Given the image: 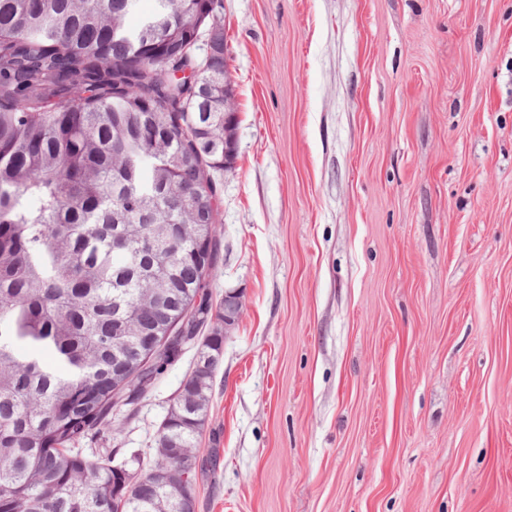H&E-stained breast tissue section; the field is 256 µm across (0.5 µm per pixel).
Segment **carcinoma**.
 I'll return each instance as SVG.
<instances>
[{
	"mask_svg": "<svg viewBox=\"0 0 512 512\" xmlns=\"http://www.w3.org/2000/svg\"><path fill=\"white\" fill-rule=\"evenodd\" d=\"M139 2L0 0V512H195L219 337L149 466L78 447L177 360L174 333L224 320L197 246L220 216L200 175L224 141L201 128L224 126V56L176 79L207 14L154 0L131 28Z\"/></svg>",
	"mask_w": 512,
	"mask_h": 512,
	"instance_id": "cac0c4a2",
	"label": "carcinoma"
}]
</instances>
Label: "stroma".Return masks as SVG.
<instances>
[{
	"instance_id": "obj_1",
	"label": "stroma",
	"mask_w": 512,
	"mask_h": 512,
	"mask_svg": "<svg viewBox=\"0 0 512 512\" xmlns=\"http://www.w3.org/2000/svg\"><path fill=\"white\" fill-rule=\"evenodd\" d=\"M244 295L197 512H512V0H222ZM187 347L103 447L151 461Z\"/></svg>"
}]
</instances>
